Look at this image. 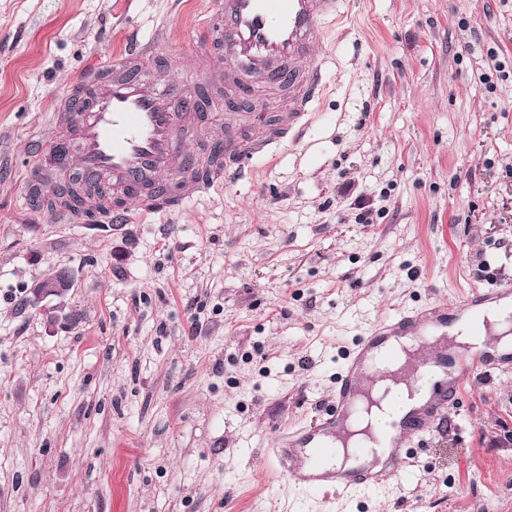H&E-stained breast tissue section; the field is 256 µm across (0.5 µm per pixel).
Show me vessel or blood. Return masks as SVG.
<instances>
[{
  "label": "vessel or blood",
  "instance_id": "1",
  "mask_svg": "<svg viewBox=\"0 0 512 512\" xmlns=\"http://www.w3.org/2000/svg\"><path fill=\"white\" fill-rule=\"evenodd\" d=\"M343 0H224L221 13L204 25L203 38L219 44L223 65L209 53L199 55L191 86L175 79H150L138 72L140 62L160 51L163 32L136 39L125 57L115 61L111 75L87 74L62 99L48 132L39 140L30 161L28 178L39 180L50 169H75L83 185L110 187L112 202L85 215L88 224L106 217L117 225L134 215L173 212L209 191L222 188L241 171L242 156L275 154L288 137H300L324 89L326 58L315 52L324 25L341 17ZM224 70L230 82L262 75L292 90L286 112L266 121L248 143H226L223 150L199 155L185 140L191 109L199 89L209 88L211 76ZM182 174L178 195H171L167 174ZM137 199V209L126 202ZM494 293L472 291L461 301L435 300L424 308L403 311L382 320L358 336L347 363L336 378L326 417L317 426L282 431L270 455L277 469L307 492L333 484L337 498L375 491L396 477L406 459L409 441L442 426L448 408L476 380L512 368V354L488 344L451 341L433 358L417 365L415 374L430 383L439 370L450 373L447 386L435 392L427 405L401 421L399 438L382 469L357 466L337 472V449L328 442L338 425L355 411L357 369L368 358L387 363L396 357L393 338L424 343L426 327L445 328L467 318L478 328Z\"/></svg>",
  "mask_w": 512,
  "mask_h": 512
}]
</instances>
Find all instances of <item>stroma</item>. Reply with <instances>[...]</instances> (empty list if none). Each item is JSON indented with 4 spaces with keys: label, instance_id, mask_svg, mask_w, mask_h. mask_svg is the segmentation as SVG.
I'll return each mask as SVG.
<instances>
[{
    "label": "stroma",
    "instance_id": "35a3bbf8",
    "mask_svg": "<svg viewBox=\"0 0 512 512\" xmlns=\"http://www.w3.org/2000/svg\"><path fill=\"white\" fill-rule=\"evenodd\" d=\"M221 0H0V512H512V371L469 387L400 477L337 501L268 450L324 416L341 353L437 298L512 286V0H346L298 142L108 231L24 206L60 99L167 31L189 76ZM275 114L286 88L216 83ZM371 223H362L361 214ZM65 270L73 286L38 298Z\"/></svg>",
    "mask_w": 512,
    "mask_h": 512
}]
</instances>
